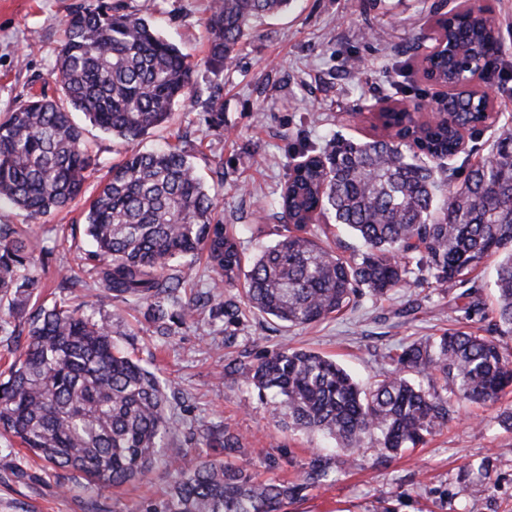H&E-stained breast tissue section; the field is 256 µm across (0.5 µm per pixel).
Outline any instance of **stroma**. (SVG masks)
Masks as SVG:
<instances>
[{"mask_svg": "<svg viewBox=\"0 0 512 512\" xmlns=\"http://www.w3.org/2000/svg\"><path fill=\"white\" fill-rule=\"evenodd\" d=\"M85 0H0V113L29 94L56 95L50 77L69 15ZM210 0H111L125 13L147 18L195 65L200 102L222 86L224 124L214 127L199 104L178 103L173 116L138 141L148 151L188 141L195 164L219 185L224 222L245 255L278 239L284 221L275 207L301 145L321 146L331 134L368 140L376 132L359 115L365 103L396 93L409 102L433 99L422 77L416 46L430 29L441 0H292L288 10L254 24L232 68L214 75L205 63ZM365 67L351 76L349 64ZM78 202L68 213L40 221L35 258L43 278L40 299L52 303L62 276L79 280L72 303L116 318L120 348L170 386L171 413L182 429L162 463L143 481L87 491L79 474L53 469L0 435V512H122L165 493L184 456H212L203 437L224 430L241 441L240 461L261 478L293 480L313 451L333 461L323 484L308 488L288 512H512V429L500 414L504 401L461 408L425 445L381 461L375 448L343 450L322 435L288 430L280 414L247 386L238 369L282 346L322 353L363 385L389 370L388 350L471 324L487 328L490 314L464 320L451 294L426 288L376 301L363 296L352 308L309 327H285L247 306L213 316H174L167 334L156 333L147 304L106 298L93 284L90 243ZM491 460V479H461L463 468Z\"/></svg>", "mask_w": 512, "mask_h": 512, "instance_id": "1", "label": "stroma"}]
</instances>
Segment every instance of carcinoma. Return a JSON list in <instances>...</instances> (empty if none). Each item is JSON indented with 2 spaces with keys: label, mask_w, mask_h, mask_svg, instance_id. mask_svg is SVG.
<instances>
[{
  "label": "carcinoma",
  "mask_w": 512,
  "mask_h": 512,
  "mask_svg": "<svg viewBox=\"0 0 512 512\" xmlns=\"http://www.w3.org/2000/svg\"><path fill=\"white\" fill-rule=\"evenodd\" d=\"M291 0H212L208 65H232L254 21ZM51 78L61 95H30L0 113V202L27 213L24 227L0 224V331L16 323L27 344L0 370V434L54 467L80 474L84 487L119 488L144 480L178 437L170 400L155 372L117 349L112 321L64 302L31 306L42 287L33 240L38 221L68 209L102 168L72 112L103 133L133 143L168 121L194 85V67L149 19L100 0L74 12ZM441 52L422 69L448 84L453 59L487 58L499 39L488 9L472 4L448 22ZM221 124L215 92L202 102ZM454 122L436 115L414 132L366 142L331 139L303 147L276 201L289 224L242 271L236 233L224 227L217 198L180 145L133 152L97 184L85 216L96 246L95 287L123 303L146 302L154 321L168 317L191 276L177 259L206 254L213 290L243 280L248 307L306 327L341 313L365 289L385 298L426 284L454 291L464 318L483 312L471 277L499 256L494 288L496 336L448 330L389 354L393 369L368 388L335 360L304 349L281 350L241 368L259 396L271 395L288 425L320 432L341 448H377L390 458L416 448L464 403L499 400L512 386V130L491 155L452 184L445 160L458 155V131L480 119L453 104ZM330 216L361 244L345 258L325 243L314 220ZM231 455L238 439L210 437ZM331 459L315 454L298 482L261 479L248 464L190 457L174 469L164 496L124 512H286L288 502L325 482Z\"/></svg>",
  "instance_id": "obj_1"
}]
</instances>
